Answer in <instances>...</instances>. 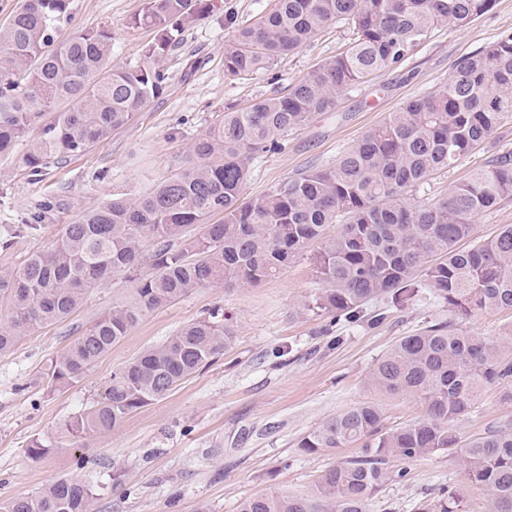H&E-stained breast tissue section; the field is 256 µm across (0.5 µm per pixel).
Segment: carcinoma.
<instances>
[{
	"mask_svg": "<svg viewBox=\"0 0 512 512\" xmlns=\"http://www.w3.org/2000/svg\"><path fill=\"white\" fill-rule=\"evenodd\" d=\"M72 0H22L0 25V153L10 152L46 113L23 161L33 177L67 158L105 144L112 132L159 97L164 60L186 28L218 8L216 0H145L131 19L154 38L135 66L114 67L112 32L75 29ZM495 0H273L252 22L224 15L233 39L224 47V73L272 70L326 28L352 33L347 50L311 67L288 93L229 107L192 145L173 176L137 196L114 193L63 225L50 247L14 268H0V300L9 323L0 326V354L26 332L65 321L93 289L120 276L132 299L112 306L56 355L48 386L83 379L148 313L215 284H258L275 276L313 240L323 283L316 305L356 316L368 301L397 303L426 285L462 316L512 311V224L485 240L473 238L476 219L512 199V153L471 170L442 198L413 203L408 192L487 144L512 118V34L462 57L436 95L409 101L368 130L327 167L305 171L270 192L244 196L250 166L281 146L288 133L321 112H335L345 92L401 63L437 29L459 31ZM61 104L69 105L57 111ZM222 212L224 220L207 224ZM48 205L24 224L0 229V250L37 235ZM330 224L343 225L325 237ZM201 226L197 234L194 228ZM234 317L216 306L207 315L112 372L104 397L73 417L71 434H102L134 411L166 397L223 354ZM369 383L420 398L425 413L387 428L382 411L356 405L323 421L299 442L314 454L360 445V454L324 472L308 495L269 492L241 502L238 512H367L409 462L437 453L455 456L469 483L490 497V512H512V427L462 438L453 422L486 388L512 381V346L458 333L445 323L402 337L372 367ZM90 485L65 475L40 493L0 502V512H93ZM461 497L440 489L431 512H459Z\"/></svg>",
	"mask_w": 512,
	"mask_h": 512,
	"instance_id": "1",
	"label": "carcinoma"
}]
</instances>
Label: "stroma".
Wrapping results in <instances>:
<instances>
[{
  "label": "stroma",
  "mask_w": 512,
  "mask_h": 512,
  "mask_svg": "<svg viewBox=\"0 0 512 512\" xmlns=\"http://www.w3.org/2000/svg\"><path fill=\"white\" fill-rule=\"evenodd\" d=\"M218 2L221 11L191 24L167 59L162 95L107 144L38 178L30 177L23 163L25 144L0 153V225L23 223L40 204L51 205L42 233L0 250V268L47 248L63 225L112 192L136 195L175 173L191 144L223 117L226 104L241 109L257 98L285 93L309 68L350 43L349 31L335 25L281 59L272 75L229 77L224 46L233 32L224 16L253 19L267 0ZM143 3L73 0L72 24L110 29L113 65H133L154 37L130 24ZM505 33H512V0H496L463 30L434 31L400 65L347 92L337 111L318 115L289 133L281 150L254 160L245 196L265 194L306 170L332 164L405 102L439 92L461 57ZM503 151L512 152V119L497 130L492 152L474 151L431 176L412 191L414 202L444 196L473 166ZM320 247V241L310 242L281 273L259 284L199 288L147 314L82 380L65 388L47 386L44 373L51 359L113 304L129 300L130 284L114 279L90 292L67 321L24 336L0 356V501L38 494L74 472L90 484L95 512H197L202 506L208 512H237L239 502L256 493L306 495L323 471L358 453L354 447L316 454L301 450V438L325 419L360 403L381 407L389 427L423 415L417 398L378 390L367 381L377 359L399 339L446 322L455 331L512 345V311L462 317L427 288L404 304L373 300L356 321L318 309L322 283L314 256ZM217 305L236 323L214 363L105 434L77 438L69 433V421L98 399L114 369ZM502 424H512V400L494 387L455 427L468 438ZM36 440L48 448L39 459L28 454ZM406 470L405 479L384 485L368 512H417L446 486L459 490L464 512L489 510L486 494L468 484L448 454L407 463Z\"/></svg>",
  "instance_id": "stroma-1"
}]
</instances>
